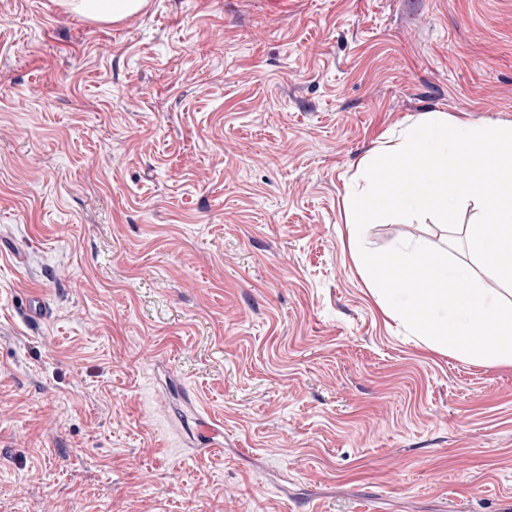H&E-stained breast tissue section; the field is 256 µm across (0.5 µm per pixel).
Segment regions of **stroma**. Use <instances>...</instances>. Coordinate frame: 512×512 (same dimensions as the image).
Returning a JSON list of instances; mask_svg holds the SVG:
<instances>
[{"mask_svg": "<svg viewBox=\"0 0 512 512\" xmlns=\"http://www.w3.org/2000/svg\"><path fill=\"white\" fill-rule=\"evenodd\" d=\"M430 112L512 124V0H0V512H506L512 368L404 336L343 221ZM84 17L100 22L119 21L139 13L147 0H68Z\"/></svg>", "mask_w": 512, "mask_h": 512, "instance_id": "1", "label": "stroma"}]
</instances>
